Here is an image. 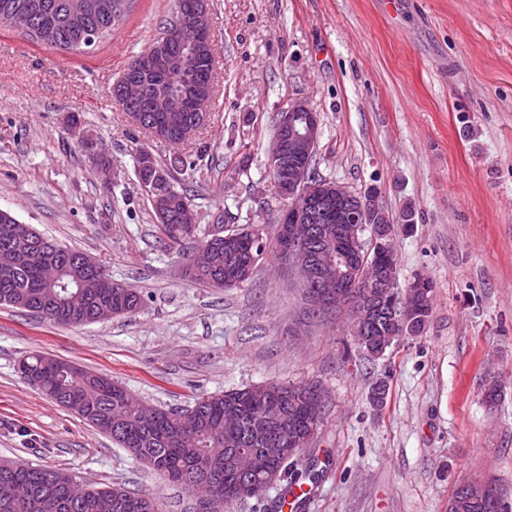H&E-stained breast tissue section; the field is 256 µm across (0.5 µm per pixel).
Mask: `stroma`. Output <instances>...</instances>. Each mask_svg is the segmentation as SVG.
Listing matches in <instances>:
<instances>
[{"label":"stroma","mask_w":512,"mask_h":512,"mask_svg":"<svg viewBox=\"0 0 512 512\" xmlns=\"http://www.w3.org/2000/svg\"><path fill=\"white\" fill-rule=\"evenodd\" d=\"M215 70L206 124L161 143L124 112L112 84L157 35L174 0H134L112 34L83 52L0 30V209L84 252L141 310L58 326L0 305V460L155 494L163 512L198 499L160 479L46 398L17 372L30 353L107 375L161 408L249 385L319 382L329 393L315 454L327 473L297 512H448L455 487L492 482L512 502V0H209ZM294 98L318 113L316 168L360 194L381 190L397 235L399 283L436 285L426 332L374 359L342 314L312 318L287 264L270 251L235 288L182 274L164 244L136 152L162 161L205 151L181 175L199 235L261 227L274 245L288 205L268 149ZM105 148L89 161L67 118ZM502 399H482L488 375ZM389 390L374 409L369 394Z\"/></svg>","instance_id":"35a3bbf8"}]
</instances>
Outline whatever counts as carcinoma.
<instances>
[{
  "mask_svg": "<svg viewBox=\"0 0 512 512\" xmlns=\"http://www.w3.org/2000/svg\"><path fill=\"white\" fill-rule=\"evenodd\" d=\"M128 3L130 0H112V12L106 14L98 10L96 0H0V18L10 14L27 19L29 24L23 31L48 47L84 51L90 47L88 38L99 43L112 34V27L123 16ZM185 202L194 204V195L186 190L173 191L168 202L171 221L158 224L159 233L170 246L191 239L190 231L176 227L178 212ZM414 220V209L410 205L394 220L385 211L379 217V223L408 233L414 228ZM265 249V245L245 231L235 248L230 250L223 246L214 252L210 268H197L191 258H186L184 275L215 288L217 277L224 278L235 272L241 259L252 257L255 263H260ZM19 251L18 244L0 240V305L25 310L58 326L89 323L94 308L100 304L122 308L128 315L142 306V295L133 288H109L93 296L81 293L77 281L87 275V270L71 262L62 264L54 283L45 284L39 280L36 270L18 257ZM369 259L372 267L386 265L394 274H399L394 245H387L378 254L370 253ZM434 292L435 289L430 288L422 297L420 319L414 329L417 336L424 333L431 318ZM18 370L31 386L62 406L65 396L85 398L89 409L81 413V418L110 436L130 456L159 476L180 485L185 478L202 477L214 496L213 512H229L240 502L265 495L257 488L244 492L239 489L235 472L248 464V459L240 454L233 455L228 469L224 467V459L219 458L206 462V470L197 472L205 452L200 448H187L173 436L171 416L175 411L157 408L154 416L147 417L126 403L120 385L108 384L97 373L73 363L58 359L53 365L51 359L40 352L21 359ZM305 386V382L288 384L287 396L265 404L248 398L245 388L200 397L193 406L198 436L210 442L233 432L242 439V447L261 448L267 432L283 421L306 430L314 425V416L307 411L300 393ZM231 402L239 404L241 423L229 431L224 426V410ZM284 468L292 486L308 483L314 486L324 476L319 461L303 452L285 463ZM72 478V474L62 469L7 462L5 467H0V512H100L102 496L112 498V512H160L154 495L108 484L91 486L89 497L73 504L67 495Z\"/></svg>",
  "mask_w": 512,
  "mask_h": 512,
  "instance_id": "1",
  "label": "carcinoma"
}]
</instances>
